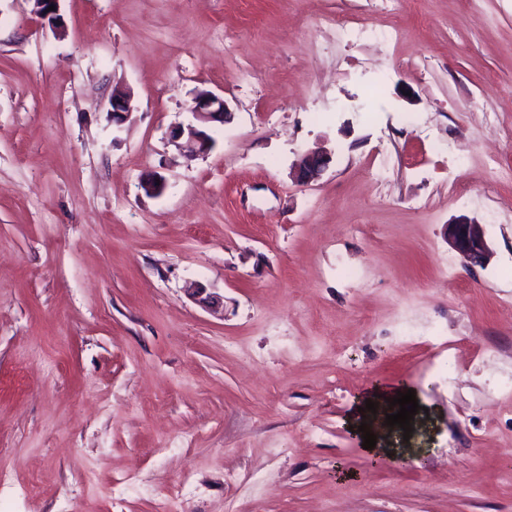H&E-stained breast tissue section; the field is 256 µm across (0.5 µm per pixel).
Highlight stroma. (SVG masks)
<instances>
[{"instance_id": "35a3bbf8", "label": "stroma", "mask_w": 512, "mask_h": 512, "mask_svg": "<svg viewBox=\"0 0 512 512\" xmlns=\"http://www.w3.org/2000/svg\"><path fill=\"white\" fill-rule=\"evenodd\" d=\"M60 12L0 0V512H512V0ZM201 90L233 118L191 159L168 133ZM408 390V448L370 466L350 420L377 403L384 439ZM324 22L336 32L339 41L372 42L389 46L400 39L401 32L396 28H377L352 20L324 18ZM330 163L327 153L307 151L299 156L294 163L296 178L302 185H308L317 178ZM448 242L471 266H482L488 259L489 249L481 224L459 217L448 224Z\"/></svg>"}]
</instances>
